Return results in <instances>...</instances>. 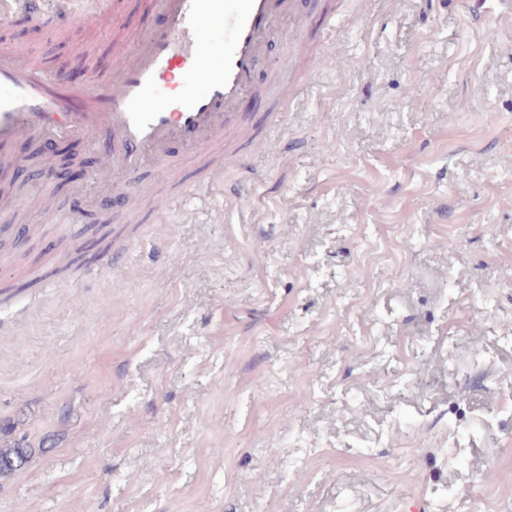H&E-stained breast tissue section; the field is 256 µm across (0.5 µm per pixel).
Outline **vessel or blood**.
Wrapping results in <instances>:
<instances>
[{
	"label": "vessel or blood",
	"mask_w": 512,
	"mask_h": 512,
	"mask_svg": "<svg viewBox=\"0 0 512 512\" xmlns=\"http://www.w3.org/2000/svg\"><path fill=\"white\" fill-rule=\"evenodd\" d=\"M61 26L79 24L112 32L107 0H54ZM45 0H0V16L37 18ZM161 24L138 25L130 54L111 53L82 87L64 72L12 48H0V146L31 135L78 139L96 145L107 133L111 147L93 182L117 196L135 194L134 184L112 181L114 171L133 174L152 164L159 177L152 201L162 215L176 191L171 178L182 158L197 157L223 143L242 100L270 89L277 100L272 122L287 112L297 88L286 68L270 72L266 86L255 72L280 32L286 0H150ZM223 34V50L213 37ZM179 141L182 157L168 151Z\"/></svg>",
	"instance_id": "obj_1"
}]
</instances>
